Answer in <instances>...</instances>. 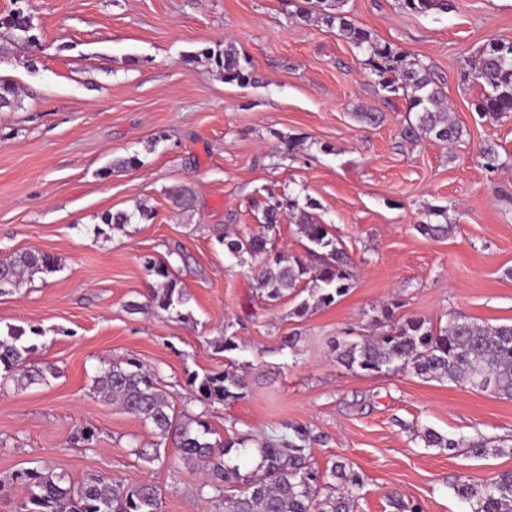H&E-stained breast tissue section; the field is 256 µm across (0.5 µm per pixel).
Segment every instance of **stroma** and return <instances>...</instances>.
<instances>
[{
	"label": "stroma",
	"mask_w": 512,
	"mask_h": 512,
	"mask_svg": "<svg viewBox=\"0 0 512 512\" xmlns=\"http://www.w3.org/2000/svg\"><path fill=\"white\" fill-rule=\"evenodd\" d=\"M302 0H29L41 47L35 69L16 48L0 75L26 91L21 109L0 112V258L54 256L56 272L0 297V330L37 326L35 365H54L46 384L0 394V479L51 466L74 482L108 473L151 480L163 512H215L200 500L199 469L173 463V448L146 463L133 446L157 438L138 418L93 390L102 361L127 356L155 369L178 405L189 375L223 370L214 343L232 324L247 395L214 404L217 438L310 430L311 461L342 460L365 476L356 512H393L389 493L424 512H471L455 480L512 470V455L473 458L419 440L423 429L481 435L512 446V399L406 370L371 374L340 364L336 346L394 322L437 324L459 312L480 324L512 322V116L479 117L472 69L492 41H512V0H451L448 12L417 15L401 0H348L350 19L381 41L431 63L462 127L453 144L401 137L404 99H383L364 55ZM232 46L252 62L248 85L225 82L193 56ZM376 108L385 120L357 118ZM495 145L500 164L480 151ZM138 167L105 174L112 158ZM193 192L189 209L168 197ZM310 202L333 225L352 260L348 293L291 315L295 300L269 307L248 266L228 256L225 233L256 230L268 189ZM150 222L136 219L138 207ZM441 207L453 230L421 235ZM131 223L94 235L103 214ZM169 262L188 298V320L146 306L156 278L147 260ZM298 333L295 350L282 336ZM94 429L90 445L77 443Z\"/></svg>",
	"instance_id": "obj_1"
}]
</instances>
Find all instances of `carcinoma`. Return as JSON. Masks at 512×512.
I'll return each mask as SVG.
<instances>
[{
	"mask_svg": "<svg viewBox=\"0 0 512 512\" xmlns=\"http://www.w3.org/2000/svg\"><path fill=\"white\" fill-rule=\"evenodd\" d=\"M14 0L16 7L0 15V35L12 45L30 52L39 48L33 15ZM348 0H316L321 20L366 56L376 84L390 96L406 100L412 114L401 135L410 142L423 140L455 143L462 127L448 112L441 81L433 67L421 59L382 42L368 30L355 25L344 11ZM408 11L429 15L448 12L450 0H401ZM227 82L246 85L251 80V61L232 50L207 48L200 52ZM473 78L482 89L476 109L481 116L498 120L512 113V42L486 45L474 65ZM17 84L0 76V110L21 106ZM260 230L243 236L224 238L227 253L245 262H258L255 276L259 297L274 303L300 287L327 307L350 288V258L332 229L317 222L298 198L278 197L268 192ZM298 211L301 233L311 244L310 260L304 261L269 247L283 210ZM447 212L431 209L427 220L418 225L420 233L431 238L448 235ZM57 269L54 256L25 251L0 260V295L19 287L25 276L52 273ZM158 277L150 288V305L177 318L190 314L179 310L186 304L179 281L165 263H151ZM389 329L370 340L346 343L337 360L349 369L368 372L409 370L424 379L464 384L478 391L491 390L512 398V323L479 324L462 313L451 315L445 325L435 327L420 318L392 324V313L383 311ZM36 350L22 329L12 328L0 336V392L13 386L25 389L47 382L57 375L55 366L35 367L29 358ZM193 401L201 411L191 414L178 409L161 389L155 374L136 358L103 362L94 378L93 389L126 412L150 426L161 440L175 449L174 461L197 464L205 473L198 495L206 502L222 505V512H354L364 487L363 473L343 461L327 472L309 462L310 431L301 424L288 425V433L261 438L211 439L215 434L206 422L215 403L231 404L246 394L245 378L238 370L191 375ZM427 448H443L454 453L482 458L489 453H512V448H491L482 436L446 437L432 430L421 435ZM12 481L26 489L16 512H161L162 494L149 481L125 483L107 474H91L75 483L63 471L44 467L23 470ZM455 494L476 504L473 512H512V470L483 482L457 480Z\"/></svg>",
	"mask_w": 512,
	"mask_h": 512,
	"instance_id": "obj_1",
	"label": "carcinoma"
}]
</instances>
